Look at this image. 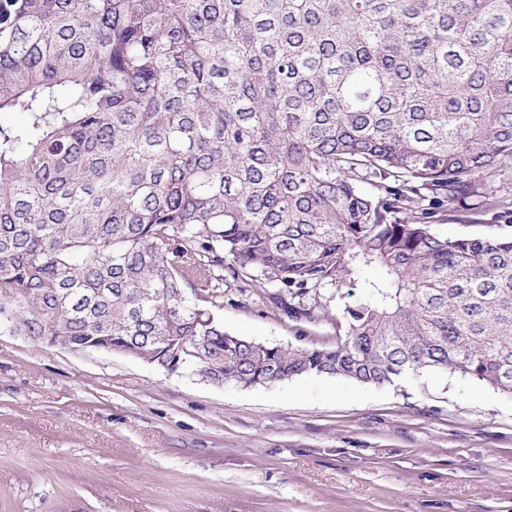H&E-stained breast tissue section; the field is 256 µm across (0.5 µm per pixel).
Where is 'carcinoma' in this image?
Returning a JSON list of instances; mask_svg holds the SVG:
<instances>
[{"instance_id":"cac0c4a2","label":"carcinoma","mask_w":512,"mask_h":512,"mask_svg":"<svg viewBox=\"0 0 512 512\" xmlns=\"http://www.w3.org/2000/svg\"><path fill=\"white\" fill-rule=\"evenodd\" d=\"M0 322L217 385L512 394V0H0ZM357 284L334 346L224 330V289L292 322ZM474 201L467 200L460 215L468 216L469 221H434L432 229L439 235L448 237H512L511 219L497 217L494 211L476 212L467 211Z\"/></svg>"}]
</instances>
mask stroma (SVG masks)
Returning <instances> with one entry per match:
<instances>
[{
    "mask_svg": "<svg viewBox=\"0 0 512 512\" xmlns=\"http://www.w3.org/2000/svg\"><path fill=\"white\" fill-rule=\"evenodd\" d=\"M432 228L512 237L491 211ZM214 314L267 345L347 333L333 301L295 325L232 290ZM0 512H512V395L440 371L217 386L5 323Z\"/></svg>",
    "mask_w": 512,
    "mask_h": 512,
    "instance_id": "1",
    "label": "stroma"
}]
</instances>
